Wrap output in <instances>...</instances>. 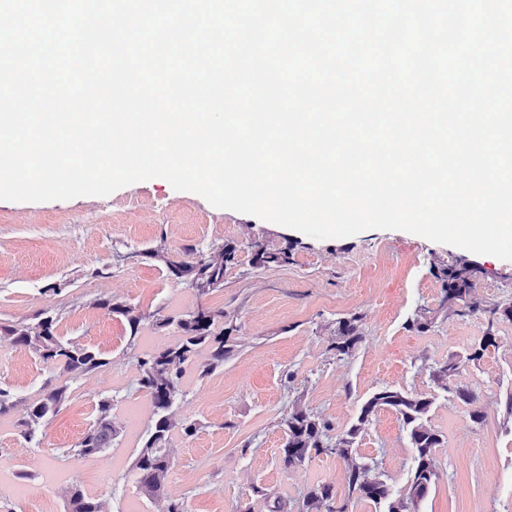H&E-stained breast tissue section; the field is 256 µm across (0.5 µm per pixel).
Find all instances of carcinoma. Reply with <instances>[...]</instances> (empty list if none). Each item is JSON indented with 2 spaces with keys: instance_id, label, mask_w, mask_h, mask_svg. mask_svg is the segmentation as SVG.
Segmentation results:
<instances>
[{
  "instance_id": "obj_1",
  "label": "carcinoma",
  "mask_w": 512,
  "mask_h": 512,
  "mask_svg": "<svg viewBox=\"0 0 512 512\" xmlns=\"http://www.w3.org/2000/svg\"><path fill=\"white\" fill-rule=\"evenodd\" d=\"M294 244L281 249H268L255 245L252 264L257 267L286 266L292 259ZM152 257L164 261L169 274L196 293V308L183 314L158 315L155 325L171 328L178 333L176 341L135 357V384L152 407V419L141 435V446L132 470L138 486L148 498L162 504L161 512H187L185 503L171 498L166 491L165 479L171 465V440L178 431L186 437L195 434L199 423L195 420L177 421L173 406L183 394L184 377L194 370L203 377L224 366L234 351V344L224 325V308L206 302L211 294L224 289V271L238 263L237 250L231 245L217 246L209 253L194 248L186 250L180 260L167 258L156 250ZM477 268L463 259L448 267H437L436 277L441 280L443 296L440 309L459 314L466 310H481L482 302L476 295ZM92 306L109 314L123 317L130 328V339H135L141 322L146 319L136 308L112 302L100 296ZM33 353L46 364L60 380L46 383L39 397L26 410L19 421L21 435L29 442L35 440L40 429L58 412L68 397V382L108 364V360L92 347L65 340L56 334V317L46 311L30 321L8 325L0 324V335ZM361 341L357 319L338 321L336 341L332 345L340 355H347ZM495 344L493 321L479 343L465 353H453L437 363L431 371L437 386L454 392L465 404L476 401L472 388L450 387V382L469 362L480 360L488 347ZM433 398L383 387L376 390L361 406L356 423L332 437L327 424L306 407L295 404L284 422V443L281 462L288 469L305 464L314 455L326 454L340 458L346 470L347 497L356 496L383 506V512H414L428 494L438 477L435 450L442 445L440 434L428 423L427 415ZM394 409L405 426L411 447L414 448V466L410 471L405 492L397 495L382 476L372 467L356 460L353 452L355 440L363 426L375 413L384 408ZM119 431L112 425V400L102 398L96 407V418L78 443L79 455L91 457L112 447ZM64 512H102L101 503L87 496L80 488L67 490ZM299 512H347V504L336 505V487L330 484L313 486L305 494Z\"/></svg>"
}]
</instances>
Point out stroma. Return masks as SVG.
I'll return each mask as SVG.
<instances>
[{
  "label": "stroma",
  "mask_w": 512,
  "mask_h": 512,
  "mask_svg": "<svg viewBox=\"0 0 512 512\" xmlns=\"http://www.w3.org/2000/svg\"><path fill=\"white\" fill-rule=\"evenodd\" d=\"M280 249L295 242L285 267L251 265V244ZM224 244L238 250V265L224 272L223 290L209 304L223 307L235 350L223 369L189 374L177 418L199 421L190 437L174 435L166 479L171 497L188 512H266L281 498L298 512L310 487L344 490V464L319 455L296 469L280 462L284 421L302 404L333 433L348 429L377 388L390 386L432 396L428 422L442 436L439 477L417 512H512V320H488L489 308L512 305V261L477 255L402 230H366L318 240L300 231L177 191L162 178L140 181L106 196L69 200H0V323L42 310L56 332L104 353L108 364L71 382L69 398L26 441L17 424L51 373L30 350L0 337V387L18 403L0 419V512H64V495L79 486L104 512H159L130 472L151 409L135 384L133 355L173 342L174 330L156 327L153 314L186 312L195 292L170 279L154 250L180 259L185 249ZM466 259L480 270L477 295L484 311L445 315L442 284L431 262ZM145 313L138 333L125 320L93 308L99 296ZM431 327L408 321L422 310ZM357 318L362 340L351 356L331 348L338 321ZM493 328L494 347L469 363L456 382L477 388L474 405L439 389L430 372ZM111 398L120 436L112 448L81 457L77 444L95 417L99 399ZM482 411L473 423L470 409ZM394 490L407 483L413 450L399 415L379 410L355 443Z\"/></svg>",
  "instance_id": "stroma-1"
}]
</instances>
